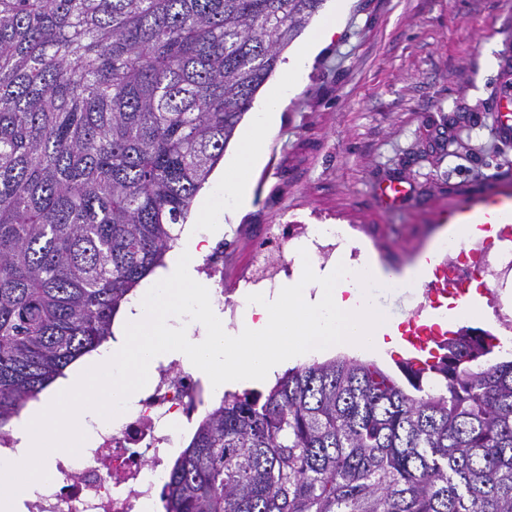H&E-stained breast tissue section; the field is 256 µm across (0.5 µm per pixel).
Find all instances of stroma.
<instances>
[{
	"label": "stroma",
	"mask_w": 512,
	"mask_h": 512,
	"mask_svg": "<svg viewBox=\"0 0 512 512\" xmlns=\"http://www.w3.org/2000/svg\"><path fill=\"white\" fill-rule=\"evenodd\" d=\"M512 57V0H353L344 26L300 74L250 179V210L224 234L226 303L253 241L272 225L340 224L347 244L396 271L411 265L458 202L512 194V137L493 130L499 62ZM408 190L377 202L387 178ZM428 283L375 290L407 323ZM470 327L503 336L512 279L480 291Z\"/></svg>",
	"instance_id": "1"
}]
</instances>
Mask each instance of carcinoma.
<instances>
[{"instance_id": "1", "label": "carcinoma", "mask_w": 512, "mask_h": 512, "mask_svg": "<svg viewBox=\"0 0 512 512\" xmlns=\"http://www.w3.org/2000/svg\"><path fill=\"white\" fill-rule=\"evenodd\" d=\"M323 0H0V432L114 337ZM312 360L224 393L164 512H512V359ZM331 2H329V0H326L325 2H323L321 8L318 10V12L314 15V17L312 18L311 22L309 23V25L301 32V34L294 40V42L287 48L283 51L282 55H281V61L280 63L278 64L275 72L273 73V75L270 77V79L265 83V85L259 90V92L257 93L256 95V98H255V101H254V104H253V107L244 115L241 123L238 125L237 129H236V132H235V136L234 138L231 140V142L229 143V145L227 146V148L225 149L224 151V157L223 159L220 161L219 165L217 166V168L215 169L214 173L212 174L211 176V179L209 178V181L207 184H205L204 188L197 194V196L195 197L194 201H193V204H192V209H191V215L187 221V224L192 222L193 220V215L195 213V207H196V203H197V200L198 198L203 195L204 193L207 192L210 184H211V181L213 179V176L214 174L216 173V171L218 169H220L224 163V158L229 154L231 153L235 146H236V143L238 141V135H239V131L240 129L248 124V122L250 121V118L251 116L253 115L254 112H260L264 103H265V100L268 96V91L269 89L276 83H278L281 79V77L284 75L285 73V70H284V67H283V64L288 62V58L291 57L294 52L296 51V49L300 46V44L304 41V39L307 37V35L313 30V28L319 23V21L321 20V18L325 15V13L328 11V6Z\"/></svg>"}]
</instances>
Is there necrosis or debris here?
<instances>
[{
  "label": "necrosis or debris",
  "instance_id": "obj_1",
  "mask_svg": "<svg viewBox=\"0 0 512 512\" xmlns=\"http://www.w3.org/2000/svg\"><path fill=\"white\" fill-rule=\"evenodd\" d=\"M279 234L268 233L253 248L243 277L274 284L291 262ZM448 274L467 282L512 276V260L494 262L485 247L452 245ZM211 390L203 372L176 362H157L154 378L123 421L100 431L95 446L56 459L54 474L26 501L27 512H139L142 502L158 497L166 480V461L180 445L182 423L191 421Z\"/></svg>",
  "mask_w": 512,
  "mask_h": 512
}]
</instances>
